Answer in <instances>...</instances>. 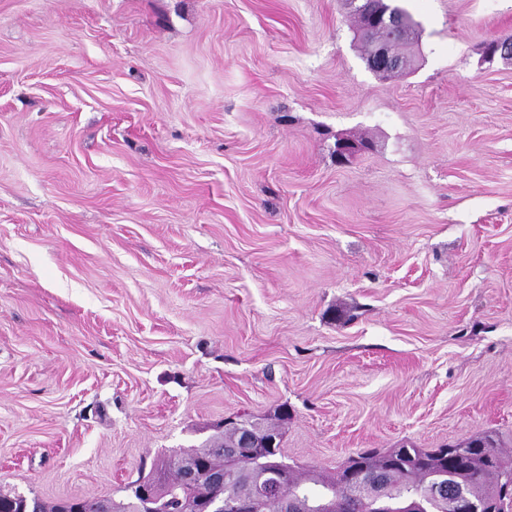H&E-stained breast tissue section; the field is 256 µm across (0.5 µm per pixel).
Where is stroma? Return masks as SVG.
Wrapping results in <instances>:
<instances>
[{
  "mask_svg": "<svg viewBox=\"0 0 512 512\" xmlns=\"http://www.w3.org/2000/svg\"><path fill=\"white\" fill-rule=\"evenodd\" d=\"M399 5L383 78L345 0H0V487L283 406L305 471L512 454V0Z\"/></svg>",
  "mask_w": 512,
  "mask_h": 512,
  "instance_id": "35a3bbf8",
  "label": "stroma"
}]
</instances>
